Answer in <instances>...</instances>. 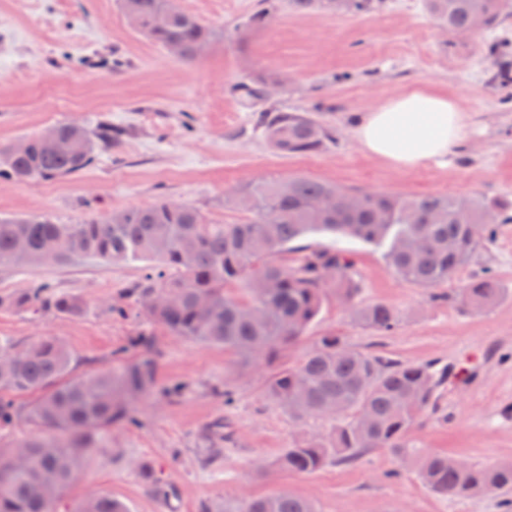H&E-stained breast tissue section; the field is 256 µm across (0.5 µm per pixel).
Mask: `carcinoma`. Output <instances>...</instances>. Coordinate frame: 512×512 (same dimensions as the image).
I'll return each mask as SVG.
<instances>
[{
    "label": "carcinoma",
    "mask_w": 512,
    "mask_h": 512,
    "mask_svg": "<svg viewBox=\"0 0 512 512\" xmlns=\"http://www.w3.org/2000/svg\"><path fill=\"white\" fill-rule=\"evenodd\" d=\"M430 16L452 32L483 33L500 27L512 13V0H423ZM130 24L153 44L180 45L179 59L199 63L213 32L184 12L175 0H120ZM379 0H289L295 13L332 15L368 13ZM277 8L258 0L245 28L264 26ZM499 60L494 79L512 86V55L504 44L485 43ZM275 84L257 74L236 86L238 96L256 113V128L281 155L318 151L333 131L300 111L271 105ZM120 132L107 124L93 131L57 125L24 139L27 148H0V177L36 184L72 176L89 167L99 149H110ZM315 179L293 177L255 183L224 199L242 217L214 224L191 204L158 200L147 206L112 211L80 224H59L42 214L0 217V266L63 264L79 259L103 264L145 262V272L125 288L155 323L175 335L222 347L245 358L269 357L278 347L298 342L319 316L328 294L352 306L361 324L390 333L398 324L383 303L359 306L351 251L359 242L381 254L402 280L433 289L452 280L481 243L493 238L512 214L483 197L412 196L380 192L359 194ZM312 237L329 239L315 247ZM505 296L488 274L458 289L460 305L480 313ZM36 312L77 316L83 304L47 282L0 297V305ZM140 358L118 369L72 377V354L55 337L18 347L0 341V428L18 415L14 397L37 393L29 419L39 429L20 444L26 462L0 454V512H58L61 493L76 480L81 454L98 446L103 430L115 421L131 425L123 400L155 390L175 398L180 386L157 388L154 341L140 336L129 342ZM448 367L412 365L343 345L335 333L321 337L299 363L279 369L267 384V397L298 423L314 417L336 419L327 440L303 437L269 463L278 472L312 474L330 462H352L369 449H385L412 467L431 492L468 498L492 492L512 495V463L484 466L441 453L419 454L408 434L427 411L440 407L448 390ZM148 488L157 498L176 496L174 487L155 476ZM202 512H317L307 499L280 491ZM70 512H128L108 494L76 503Z\"/></svg>",
    "instance_id": "1"
}]
</instances>
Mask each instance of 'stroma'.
<instances>
[{
    "mask_svg": "<svg viewBox=\"0 0 512 512\" xmlns=\"http://www.w3.org/2000/svg\"><path fill=\"white\" fill-rule=\"evenodd\" d=\"M256 0H177L215 33L201 64L179 61L135 31L119 0H0V144L12 145L47 128L106 123L121 133L78 175L38 184L0 178V216L42 213L78 224L130 206L166 198L191 204L210 221L231 223L226 196L265 179L306 176L353 192L486 197L512 204V103L493 82L498 60L480 35L451 33L423 0H385L366 14L298 15L280 8L243 42L232 35ZM123 67L113 72V58ZM263 71L281 80L274 101L312 112L334 138L315 153L283 156L254 127L253 114L233 85ZM414 87L453 97L468 117L465 138L444 163L399 170L369 156L354 136L364 114ZM358 304L385 303L398 315L390 335L359 324L342 301L329 297L306 335L273 358L242 359L223 348L175 336L143 308L114 319L109 307L127 304L125 288L140 275L136 263L94 261L0 267V296L46 281L78 297L77 316L36 314L0 306V339L23 347L46 336L73 355L84 376L138 359L127 346L141 332L155 336L159 384H181L168 401L147 393L130 403L139 423L108 426L99 448L84 456L64 506L106 493L129 512H200L204 502H237L288 491L313 501L317 512H505L500 496L440 497L387 451L372 449L352 464L330 463L313 474L267 470L298 438H325L328 418L295 422L265 395L268 377L297 363L333 332L350 348L409 364L436 362L457 372L440 411L425 413L409 434L412 447L445 452L476 464L512 462V224L500 225L449 282L428 289L394 275L380 254L351 243ZM492 271L509 298L482 313L460 311L458 288ZM234 394L225 405L223 389ZM222 424L230 442L213 445L208 431ZM172 484L170 502L151 497L144 463Z\"/></svg>",
    "mask_w": 512,
    "mask_h": 512,
    "instance_id": "1",
    "label": "stroma"
}]
</instances>
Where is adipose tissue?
<instances>
[{
	"mask_svg": "<svg viewBox=\"0 0 512 512\" xmlns=\"http://www.w3.org/2000/svg\"><path fill=\"white\" fill-rule=\"evenodd\" d=\"M465 133L466 117L455 99L423 87L367 112L354 130L367 154L403 170L443 159Z\"/></svg>",
	"mask_w": 512,
	"mask_h": 512,
	"instance_id": "1",
	"label": "adipose tissue"
}]
</instances>
